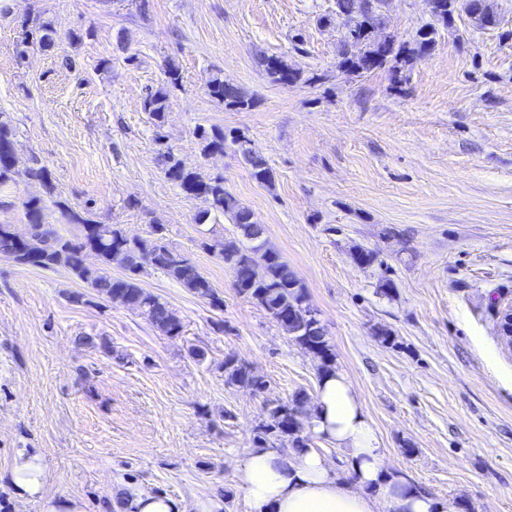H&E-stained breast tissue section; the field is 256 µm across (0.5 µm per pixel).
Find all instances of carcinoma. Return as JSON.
I'll list each match as a JSON object with an SVG mask.
<instances>
[{"mask_svg":"<svg viewBox=\"0 0 512 512\" xmlns=\"http://www.w3.org/2000/svg\"><path fill=\"white\" fill-rule=\"evenodd\" d=\"M434 4L433 16L445 27L453 24L454 13L460 7L481 27H492L498 23L497 14L489 0H434ZM336 13L347 19L350 36L369 41L368 31L375 28L377 16L375 10L366 8L365 0H336ZM436 32L437 29L432 25L421 30L413 47L405 44L397 46L390 39L383 42L370 41L366 50L344 58L342 66L348 72L361 73L382 68L393 59L423 58L434 50ZM262 66L273 83L286 85L298 79L282 58L266 57L262 60ZM208 94L228 109L246 110L255 103L254 97L225 81L220 74L209 80ZM167 107L166 89L147 92L143 109L149 113L154 125L159 127L164 123ZM197 136L202 142L204 155L224 152V131L214 129L208 132L201 129ZM232 142L239 146L244 161L251 168L252 177L260 183L272 182L270 168L250 146V141L236 136ZM165 164V174L185 194L205 197L211 209L228 216L244 238L257 240L261 237L263 228L255 223L249 208L224 189V178L209 177L189 170L170 151L165 155ZM17 173L10 124L8 120L0 118V184L14 179ZM23 176L52 190L47 168L36 162L24 169ZM23 207L30 224L31 238L21 239L16 236L12 225L0 224V255L17 264L50 271L59 267L67 268L88 283L97 294L145 316L153 327L166 336H178L183 329L180 319L167 303L142 288L134 278L112 277L108 267L115 263L134 273L157 270L198 297L209 300L212 306L218 308L222 305L211 282L195 263L161 238H130L116 224H99L74 211L69 212V218L79 226L80 233L72 238L65 237L51 231L43 223L40 200L30 199L23 203ZM219 246L224 266L232 273L238 294L261 307L299 346L312 354L318 361V375L333 369L335 355L324 335L317 312L306 302L303 286L279 254L265 251L263 275L253 279L249 274L255 257L253 249L240 247L234 242H221ZM87 250L96 253L102 263L101 267L93 269L84 266L83 254ZM224 382L250 387L255 391L266 388V380L255 374L249 364L233 355L224 359ZM306 402L307 396L299 393L287 403L267 408V421L256 428L255 443L268 447L270 442L287 437L295 448L309 446V437L303 435L307 419Z\"/></svg>","mask_w":512,"mask_h":512,"instance_id":"cac0c4a2","label":"carcinoma"}]
</instances>
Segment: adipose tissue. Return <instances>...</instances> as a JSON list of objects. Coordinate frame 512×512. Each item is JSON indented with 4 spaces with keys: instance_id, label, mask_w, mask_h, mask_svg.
<instances>
[{
    "instance_id": "ef3b65f1",
    "label": "adipose tissue",
    "mask_w": 512,
    "mask_h": 512,
    "mask_svg": "<svg viewBox=\"0 0 512 512\" xmlns=\"http://www.w3.org/2000/svg\"><path fill=\"white\" fill-rule=\"evenodd\" d=\"M308 428L347 450L350 477L312 448L253 447L242 463L249 512H378L382 502L389 512H450L448 502L385 469L374 427L342 371L322 376Z\"/></svg>"
}]
</instances>
